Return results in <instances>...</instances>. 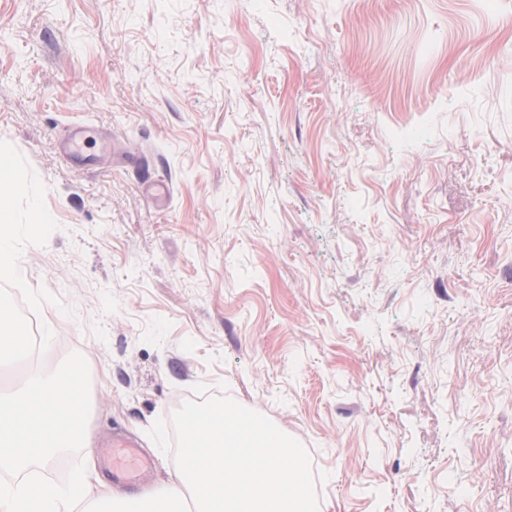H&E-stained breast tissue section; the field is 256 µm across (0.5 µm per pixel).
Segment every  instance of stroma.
<instances>
[{
    "instance_id": "35a3bbf8",
    "label": "stroma",
    "mask_w": 512,
    "mask_h": 512,
    "mask_svg": "<svg viewBox=\"0 0 512 512\" xmlns=\"http://www.w3.org/2000/svg\"><path fill=\"white\" fill-rule=\"evenodd\" d=\"M0 147L39 335L0 392L90 368L44 477L165 491L147 431L203 382L306 447L318 512H512V0H0ZM93 131L85 125L76 124L70 128L69 136L63 146L67 158L78 157L84 147L93 139Z\"/></svg>"
}]
</instances>
